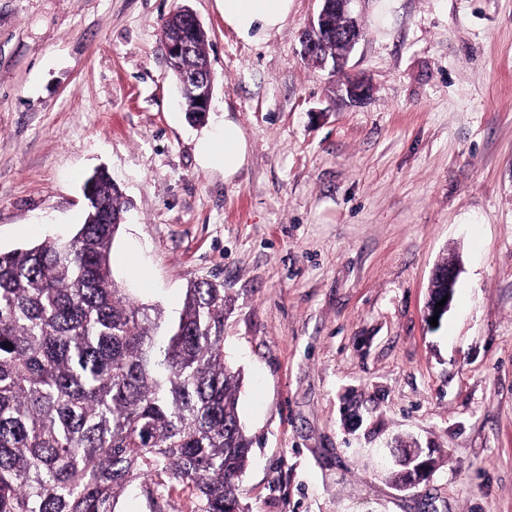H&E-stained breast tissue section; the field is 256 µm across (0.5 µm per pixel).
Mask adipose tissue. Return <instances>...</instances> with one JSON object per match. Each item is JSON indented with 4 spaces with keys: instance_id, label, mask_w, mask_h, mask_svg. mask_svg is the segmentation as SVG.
I'll return each mask as SVG.
<instances>
[{
    "instance_id": "1",
    "label": "adipose tissue",
    "mask_w": 512,
    "mask_h": 512,
    "mask_svg": "<svg viewBox=\"0 0 512 512\" xmlns=\"http://www.w3.org/2000/svg\"><path fill=\"white\" fill-rule=\"evenodd\" d=\"M224 24L247 44H258L280 31L294 8V0H217ZM204 165L220 166L232 178L245 165L248 144L238 122L231 117L217 125L216 133L197 144Z\"/></svg>"
}]
</instances>
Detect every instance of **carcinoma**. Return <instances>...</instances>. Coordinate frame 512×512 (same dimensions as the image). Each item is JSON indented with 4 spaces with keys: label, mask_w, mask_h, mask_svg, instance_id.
I'll list each match as a JSON object with an SVG mask.
<instances>
[{
    "label": "carcinoma",
    "mask_w": 512,
    "mask_h": 512,
    "mask_svg": "<svg viewBox=\"0 0 512 512\" xmlns=\"http://www.w3.org/2000/svg\"><path fill=\"white\" fill-rule=\"evenodd\" d=\"M175 32L193 45L179 76L207 38L178 9L162 37ZM85 186L72 235L0 251V512H114L155 477L188 489L192 512H247L224 288L190 282L173 321L132 297L110 263L122 191L104 170Z\"/></svg>",
    "instance_id": "obj_1"
}]
</instances>
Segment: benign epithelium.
<instances>
[{"mask_svg": "<svg viewBox=\"0 0 512 512\" xmlns=\"http://www.w3.org/2000/svg\"><path fill=\"white\" fill-rule=\"evenodd\" d=\"M321 2L320 10L311 22L303 37V52L306 56L320 57L321 65L332 63L333 69H338L343 63L344 58L336 57L329 59L323 56L325 46L328 42L334 41L338 46H345L352 49L358 42L361 31L357 20L351 15V4L355 0H319ZM340 12L346 18L345 26L336 31L331 30L329 25V16L332 12ZM190 49L189 43L181 35H171L164 42V51L166 60L170 64L179 63L181 57ZM182 91L191 97L195 103L196 112L200 119H205L212 102L213 78L210 65H205L198 71L182 76ZM340 91L349 100L357 103L368 97L370 94V85L360 78H348L340 86ZM459 270L453 263L448 266H436L432 272L431 284H448V288H453Z\"/></svg>", "mask_w": 512, "mask_h": 512, "instance_id": "7a95c632", "label": "benign epithelium"}]
</instances>
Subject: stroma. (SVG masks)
<instances>
[{
  "label": "stroma",
  "mask_w": 512,
  "mask_h": 512,
  "mask_svg": "<svg viewBox=\"0 0 512 512\" xmlns=\"http://www.w3.org/2000/svg\"><path fill=\"white\" fill-rule=\"evenodd\" d=\"M182 5L214 75L197 126L161 41ZM318 9L294 0L251 46L216 0H0V250L73 232L107 168L130 203L115 279L172 318L190 281L224 286L249 512H512V0H360L341 66L370 84L359 104L303 55ZM227 114L249 145L229 180L196 151ZM413 438L434 465L405 489ZM459 270L457 266L454 263H448L447 267H443L437 265L431 276V288H434L435 284L440 283H448V293L444 296L447 297V301L445 302L443 307L436 306V302L430 306L427 307V319L430 322L431 317L434 315H438L437 322L439 323V315L442 311L448 310L451 302H452V288L457 280ZM443 297V298H444ZM441 298V299H443ZM441 299H439L437 302H440Z\"/></svg>",
  "instance_id": "stroma-1"
}]
</instances>
